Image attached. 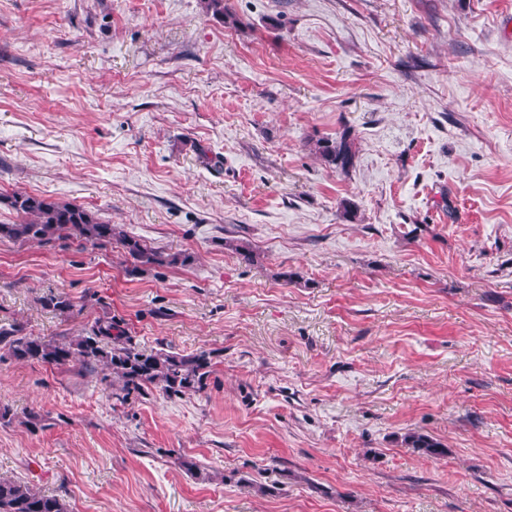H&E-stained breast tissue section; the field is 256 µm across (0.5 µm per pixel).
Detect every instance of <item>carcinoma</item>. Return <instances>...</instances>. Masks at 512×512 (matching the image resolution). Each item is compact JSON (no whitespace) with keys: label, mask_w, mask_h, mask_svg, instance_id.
Masks as SVG:
<instances>
[{"label":"carcinoma","mask_w":512,"mask_h":512,"mask_svg":"<svg viewBox=\"0 0 512 512\" xmlns=\"http://www.w3.org/2000/svg\"><path fill=\"white\" fill-rule=\"evenodd\" d=\"M201 3L206 13L222 23L238 24L224 0H201ZM314 151L324 163L341 171L349 170L356 157L351 130L345 129L334 138L318 139ZM0 204L17 215V221L0 224V239L21 245L71 239L82 249L104 251L115 246L123 256L124 274L131 279L156 268L185 266L192 260L185 252L151 247L70 202L14 191L1 195ZM43 304L66 316L75 307L63 296H51ZM0 349L16 360L56 368L75 362L82 369L99 374L100 381L120 402L134 392L142 394L151 389L176 397L197 394L206 388L215 365L212 351L182 354L164 348L142 349L117 323L101 318L75 335L49 339L25 332L16 322L1 323ZM407 445L430 456L444 452L439 442L421 432L409 434ZM0 512H68V509L65 500L56 494H46L26 481L1 476Z\"/></svg>","instance_id":"1"}]
</instances>
